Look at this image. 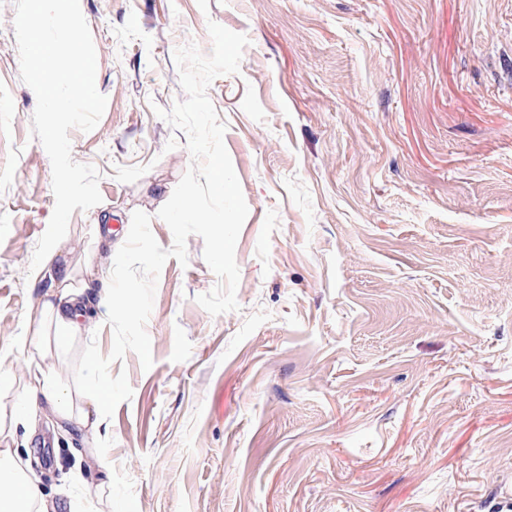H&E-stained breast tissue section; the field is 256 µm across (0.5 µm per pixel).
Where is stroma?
Listing matches in <instances>:
<instances>
[{
  "instance_id": "obj_1",
  "label": "stroma",
  "mask_w": 512,
  "mask_h": 512,
  "mask_svg": "<svg viewBox=\"0 0 512 512\" xmlns=\"http://www.w3.org/2000/svg\"><path fill=\"white\" fill-rule=\"evenodd\" d=\"M106 110L70 133L99 173L53 265L31 268L55 199L31 135L14 0H0V338L109 278L134 211L191 164L155 115L185 99L173 59L245 34L207 95L248 216L238 310L197 301L204 243L168 259L153 363L97 438L42 419L10 442L78 512H512V0H80Z\"/></svg>"
}]
</instances>
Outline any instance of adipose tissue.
<instances>
[{
    "instance_id": "adipose-tissue-1",
    "label": "adipose tissue",
    "mask_w": 512,
    "mask_h": 512,
    "mask_svg": "<svg viewBox=\"0 0 512 512\" xmlns=\"http://www.w3.org/2000/svg\"><path fill=\"white\" fill-rule=\"evenodd\" d=\"M86 301L80 294L62 289L57 302H49L38 309L37 322L53 323V336L40 332L19 339L0 340V359L11 348H20L26 354L29 377L21 385L14 384L10 376L0 375V387L10 388L14 395V418L23 420L36 416L41 408H49L55 418L62 421L78 420L89 425L92 417L102 416L111 395L108 387L95 385L92 393V411L74 414L70 386L62 379L52 377L43 365L51 351H62L85 323ZM40 512H56L54 503L45 500L40 487L22 470L11 448H0V512H27L31 506Z\"/></svg>"
}]
</instances>
